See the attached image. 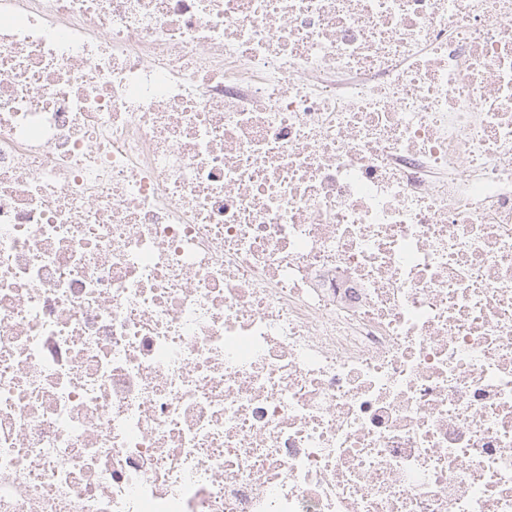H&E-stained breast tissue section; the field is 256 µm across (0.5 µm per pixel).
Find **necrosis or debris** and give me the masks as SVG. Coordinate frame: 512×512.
Instances as JSON below:
<instances>
[{"instance_id": "necrosis-or-debris-1", "label": "necrosis or debris", "mask_w": 512, "mask_h": 512, "mask_svg": "<svg viewBox=\"0 0 512 512\" xmlns=\"http://www.w3.org/2000/svg\"><path fill=\"white\" fill-rule=\"evenodd\" d=\"M0 512H512V0H0Z\"/></svg>"}]
</instances>
